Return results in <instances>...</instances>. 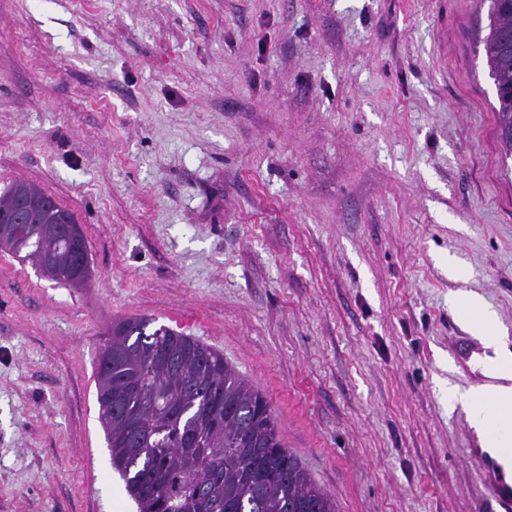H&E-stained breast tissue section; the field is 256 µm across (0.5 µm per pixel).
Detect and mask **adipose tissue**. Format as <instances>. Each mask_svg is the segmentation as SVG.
I'll use <instances>...</instances> for the list:
<instances>
[{"instance_id":"obj_1","label":"adipose tissue","mask_w":512,"mask_h":512,"mask_svg":"<svg viewBox=\"0 0 512 512\" xmlns=\"http://www.w3.org/2000/svg\"><path fill=\"white\" fill-rule=\"evenodd\" d=\"M497 362L493 378L500 380V395L495 400L485 399V386L479 385L468 390L449 388L448 398L468 408L470 425L491 440L492 447L501 454L512 452V347L503 339L491 341Z\"/></svg>"}]
</instances>
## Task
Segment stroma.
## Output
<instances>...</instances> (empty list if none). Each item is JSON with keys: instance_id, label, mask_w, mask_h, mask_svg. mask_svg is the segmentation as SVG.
I'll return each instance as SVG.
<instances>
[{"instance_id": "1", "label": "stroma", "mask_w": 512, "mask_h": 512, "mask_svg": "<svg viewBox=\"0 0 512 512\" xmlns=\"http://www.w3.org/2000/svg\"><path fill=\"white\" fill-rule=\"evenodd\" d=\"M480 0H0V194L80 224L81 288L0 254V512H136L97 368L146 316L223 353L340 512H490L447 384L512 343V153ZM449 301L456 306L475 313L471 325L478 331L487 332L496 323L497 315L483 300L474 293L460 292L449 297Z\"/></svg>"}]
</instances>
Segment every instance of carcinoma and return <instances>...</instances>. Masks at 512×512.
<instances>
[{
    "instance_id": "obj_1",
    "label": "carcinoma",
    "mask_w": 512,
    "mask_h": 512,
    "mask_svg": "<svg viewBox=\"0 0 512 512\" xmlns=\"http://www.w3.org/2000/svg\"><path fill=\"white\" fill-rule=\"evenodd\" d=\"M484 41L500 135L512 149V0H489ZM37 184L0 198V250L54 281L81 287L85 237ZM153 319L112 324L97 371L112 468L138 512H339L336 500L289 451L266 397L224 355Z\"/></svg>"
}]
</instances>
